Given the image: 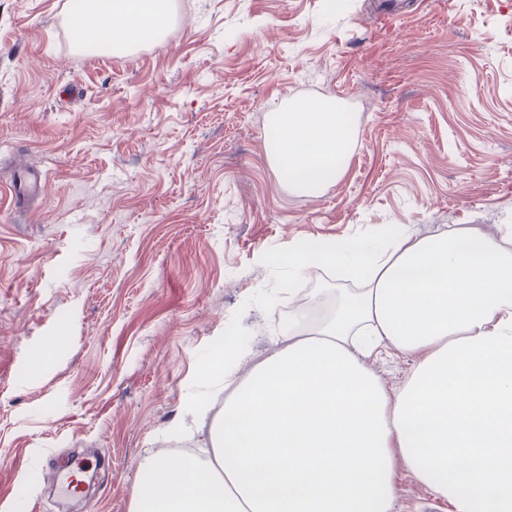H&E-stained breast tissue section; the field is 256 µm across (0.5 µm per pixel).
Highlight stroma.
<instances>
[{
    "label": "stroma",
    "mask_w": 512,
    "mask_h": 512,
    "mask_svg": "<svg viewBox=\"0 0 512 512\" xmlns=\"http://www.w3.org/2000/svg\"><path fill=\"white\" fill-rule=\"evenodd\" d=\"M171 0L163 38L96 57L71 0H0V512H61L50 459H105L79 512H131L159 444L206 449L188 393L214 352L264 356L295 244L512 224V0ZM76 97L58 96L64 83ZM332 101L344 175L286 188L270 113ZM45 185L16 209L17 169ZM390 512H453L398 471Z\"/></svg>",
    "instance_id": "obj_1"
}]
</instances>
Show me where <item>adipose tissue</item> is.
<instances>
[{
	"label": "adipose tissue",
	"mask_w": 512,
	"mask_h": 512,
	"mask_svg": "<svg viewBox=\"0 0 512 512\" xmlns=\"http://www.w3.org/2000/svg\"><path fill=\"white\" fill-rule=\"evenodd\" d=\"M79 43L105 34L127 47L162 33L170 0H85ZM268 156L288 186L313 192L342 177L354 131L314 102L270 115ZM360 279L318 311V292L290 308L288 327L258 362L236 348L214 356L224 405L192 394L209 421L206 458L151 460L132 512H390L398 469L455 512H512V225L492 237L441 225L395 231L376 251L335 243L294 250ZM411 358L401 387L369 360Z\"/></svg>",
	"instance_id": "1"
}]
</instances>
